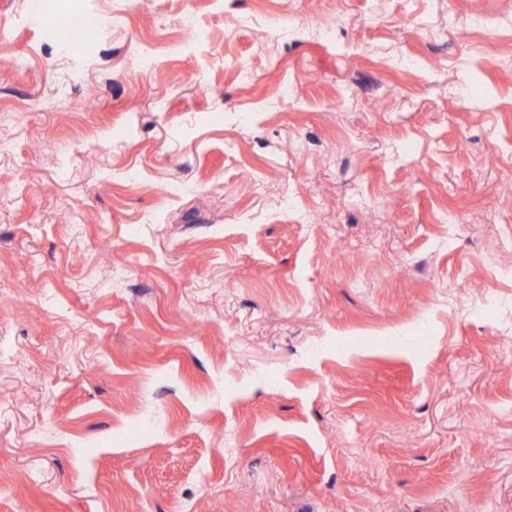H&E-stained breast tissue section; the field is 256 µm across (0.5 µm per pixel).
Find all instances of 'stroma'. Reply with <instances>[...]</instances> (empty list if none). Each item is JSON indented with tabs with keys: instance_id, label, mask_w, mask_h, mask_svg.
<instances>
[{
	"instance_id": "35a3bbf8",
	"label": "stroma",
	"mask_w": 512,
	"mask_h": 512,
	"mask_svg": "<svg viewBox=\"0 0 512 512\" xmlns=\"http://www.w3.org/2000/svg\"><path fill=\"white\" fill-rule=\"evenodd\" d=\"M508 58L512 0H0V512H512Z\"/></svg>"
}]
</instances>
